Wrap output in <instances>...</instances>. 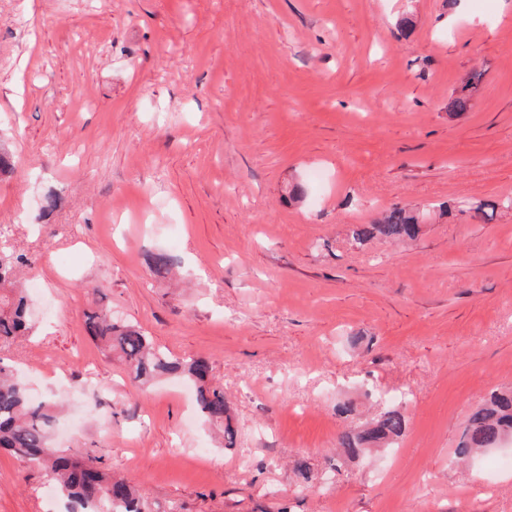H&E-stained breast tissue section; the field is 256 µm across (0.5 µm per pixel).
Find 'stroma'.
<instances>
[{
	"mask_svg": "<svg viewBox=\"0 0 512 512\" xmlns=\"http://www.w3.org/2000/svg\"><path fill=\"white\" fill-rule=\"evenodd\" d=\"M475 69V109L449 111ZM0 146V250L38 286L0 359L65 400L59 448L150 512H512V467L455 461L512 389V208L469 212L512 197V0H0ZM397 205L416 239L352 242ZM96 307L206 358L237 447L191 385L108 358ZM344 400L357 424L398 406L405 436L297 492ZM0 512L67 503L0 450Z\"/></svg>",
	"mask_w": 512,
	"mask_h": 512,
	"instance_id": "1",
	"label": "stroma"
}]
</instances>
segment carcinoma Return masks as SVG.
<instances>
[{
	"label": "carcinoma",
	"instance_id": "carcinoma-1",
	"mask_svg": "<svg viewBox=\"0 0 512 512\" xmlns=\"http://www.w3.org/2000/svg\"><path fill=\"white\" fill-rule=\"evenodd\" d=\"M483 73L472 72L459 93L448 101L451 112L473 108L472 93ZM418 217L407 207L395 206L370 224H356L352 239L362 244L378 238L388 242L415 238ZM25 263L21 255L0 252V344L28 334L33 323L29 315L27 290L17 276ZM149 270L165 278L174 266L173 257L159 251L150 255ZM91 338L110 354L117 355L128 376L146 384L159 377H182L195 386L196 403L208 422L224 432L225 445L236 444L237 431L224 423L227 413L224 389L210 382V364L204 358L178 360L152 341L138 327L112 316L106 307L86 315ZM61 401H36L13 373L12 365L0 359V449L31 466L43 469L57 483L68 504L67 512H146L142 494L128 481L114 478L102 466V457L85 460L65 455L53 446L52 432ZM407 421L397 409L386 407L361 429L343 430L338 447L349 459L361 457L368 449L392 445L405 433ZM512 434V390L495 392L478 404L468 417L456 456L465 461L472 455L498 447ZM298 487L307 489L315 480L311 463L304 457L294 461Z\"/></svg>",
	"mask_w": 512,
	"mask_h": 512
}]
</instances>
